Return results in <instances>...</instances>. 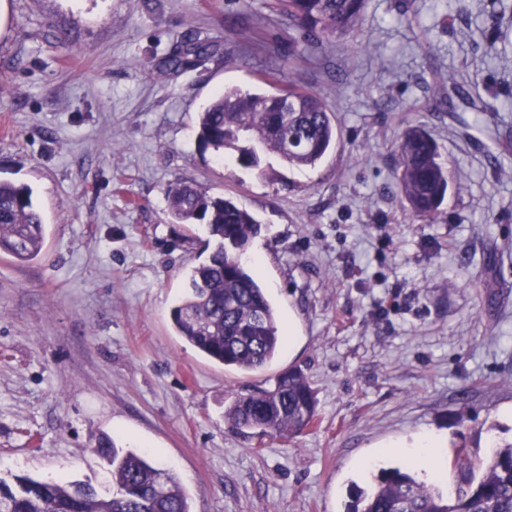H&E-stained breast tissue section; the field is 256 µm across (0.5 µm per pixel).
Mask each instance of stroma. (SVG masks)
<instances>
[{"label":"stroma","mask_w":512,"mask_h":512,"mask_svg":"<svg viewBox=\"0 0 512 512\" xmlns=\"http://www.w3.org/2000/svg\"><path fill=\"white\" fill-rule=\"evenodd\" d=\"M264 0H0V179L29 185L42 254H0V478L111 490L99 437L159 450L193 512H344L353 490L401 466L378 447L442 435L480 458L512 441V0H369L348 45L303 68ZM210 53L165 75L177 42ZM326 98L336 145L273 178L201 150L218 93L264 74ZM448 75L453 91H437ZM494 111H487V104ZM426 129L455 175L436 222L414 218L394 143ZM196 182L261 226L249 251L290 329L264 370L215 363L171 310L205 236L174 223L166 190ZM306 374L318 416L293 437L224 422L239 394Z\"/></svg>","instance_id":"1"}]
</instances>
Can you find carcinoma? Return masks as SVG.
Wrapping results in <instances>:
<instances>
[{
    "instance_id": "obj_1",
    "label": "carcinoma",
    "mask_w": 512,
    "mask_h": 512,
    "mask_svg": "<svg viewBox=\"0 0 512 512\" xmlns=\"http://www.w3.org/2000/svg\"><path fill=\"white\" fill-rule=\"evenodd\" d=\"M368 0H272L267 7L288 18L302 38L303 52L350 36L362 21ZM210 44L196 39L177 45L164 71L196 68ZM202 148L230 150L239 165L261 173L273 155L294 167H313L336 143V126L324 96L298 84L274 93L228 89L198 117ZM396 179L411 215L433 220L445 201L450 173L438 146L421 127L407 128L394 144ZM179 224L200 222L216 247L191 267L185 297L171 313L178 336L212 361L240 372L269 365L285 336L276 310L261 285L258 269L241 255L261 231L245 208L230 198L176 182L166 191ZM45 224L33 191L0 179V254L24 263L41 255ZM317 416L315 393L305 375L292 368L272 388L238 395L224 409V421L243 435L289 437ZM97 452L112 467V496L102 497L80 482L17 476L0 479V512H192L176 476L156 455L123 452L105 438ZM460 481L453 497L410 472L381 471L375 483L356 491L346 512H512V442L497 443L474 462L464 447L456 455ZM478 481H473L474 475Z\"/></svg>"
}]
</instances>
